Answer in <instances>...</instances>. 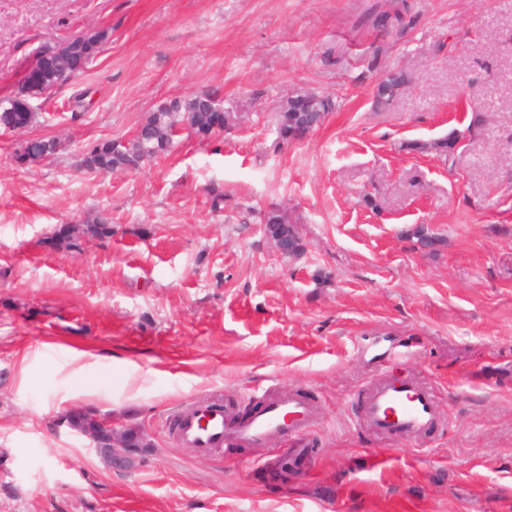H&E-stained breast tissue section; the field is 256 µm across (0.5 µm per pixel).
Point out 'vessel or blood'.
I'll return each instance as SVG.
<instances>
[{
  "label": "vessel or blood",
  "mask_w": 512,
  "mask_h": 512,
  "mask_svg": "<svg viewBox=\"0 0 512 512\" xmlns=\"http://www.w3.org/2000/svg\"><path fill=\"white\" fill-rule=\"evenodd\" d=\"M359 424L394 441H419L443 420L437 392L415 377L380 373L359 393ZM319 417L317 407L298 393L281 391L253 413L235 417L221 403H195L179 410L175 432L186 447L202 454L220 448L273 446L283 457L310 455L306 429Z\"/></svg>",
  "instance_id": "1"
}]
</instances>
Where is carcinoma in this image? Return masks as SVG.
Wrapping results in <instances>:
<instances>
[{"label": "carcinoma", "instance_id": "cac0c4a2", "mask_svg": "<svg viewBox=\"0 0 512 512\" xmlns=\"http://www.w3.org/2000/svg\"><path fill=\"white\" fill-rule=\"evenodd\" d=\"M106 39L105 32H88L62 45L45 44L37 49L38 54H48L49 75L61 68L84 70L100 53ZM406 81L401 72L383 80L377 88V100L386 104L394 99L399 87ZM223 90L213 87L201 94H192L167 100L158 105L142 122L140 136L127 139H102L91 145L86 160V171L109 174L130 170V164L141 166L144 162L168 153L178 133L187 128L202 141L224 132L218 124L216 110L222 108ZM333 108L330 97L312 95L308 98L299 93L281 105L275 117L277 139L283 144L301 141L323 125L327 113ZM459 137L450 133L435 142V149L449 162H454ZM260 223L269 239L284 237L292 246V255L303 250L297 226L291 223L288 211L271 207L259 213ZM112 235V225L103 216H97L86 224H64L54 231L59 242L80 248L79 240L87 238L105 239ZM68 426L77 433L98 438L104 445L110 438L99 420L83 412H72L65 417Z\"/></svg>", "mask_w": 512, "mask_h": 512}]
</instances>
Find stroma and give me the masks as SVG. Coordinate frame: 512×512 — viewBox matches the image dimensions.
Returning a JSON list of instances; mask_svg holds the SVG:
<instances>
[{
	"label": "stroma",
	"mask_w": 512,
	"mask_h": 512,
	"mask_svg": "<svg viewBox=\"0 0 512 512\" xmlns=\"http://www.w3.org/2000/svg\"><path fill=\"white\" fill-rule=\"evenodd\" d=\"M408 3L385 34L359 26L367 0H0V96L41 45L107 34L25 134L0 128V512H512V0ZM396 71L408 83L377 104ZM215 85L241 114L223 136L181 133L130 172L79 168L88 143ZM300 90L336 108L276 147ZM452 132L450 164L434 144ZM26 138L62 148L20 165ZM273 205L298 256L243 221ZM101 213L111 237L51 242ZM396 350L446 416L420 445L356 423V392ZM279 388L319 409L288 479L264 449L204 457L165 426ZM70 410L150 445L109 465Z\"/></svg>",
	"instance_id": "1"
}]
</instances>
